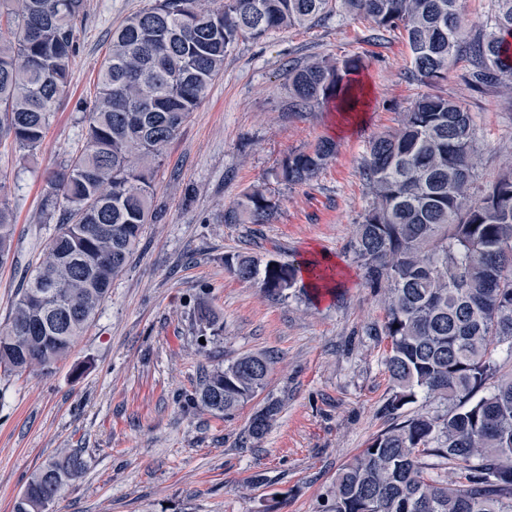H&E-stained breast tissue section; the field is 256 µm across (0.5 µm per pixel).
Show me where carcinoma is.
Returning <instances> with one entry per match:
<instances>
[{"label": "carcinoma", "mask_w": 512, "mask_h": 512, "mask_svg": "<svg viewBox=\"0 0 512 512\" xmlns=\"http://www.w3.org/2000/svg\"><path fill=\"white\" fill-rule=\"evenodd\" d=\"M87 0H0V141L39 148L65 92ZM366 18L378 31L400 30L410 51L408 78L446 80L459 56L471 80L512 74L504 36L512 35V0H492L489 30H476L458 0H148L113 31L93 100L80 103L85 144L47 180L44 220L55 233L0 328V367L49 372L66 358L126 268L153 208L154 175L166 145L224 71V57L244 40L299 28L327 16ZM356 57L288 68V110L334 102L354 112L362 90ZM471 113L438 94L420 95L399 127L368 142L362 176L372 201L351 249L370 287L382 292V324L391 424L339 470L321 512H512V170L474 196ZM320 140L288 155L278 178L311 181L335 153ZM278 203L259 185L224 209L226 224H269ZM15 224L0 196V264L12 251ZM241 281L280 295L302 269L285 259L243 252L224 256ZM196 321L216 336L205 304ZM272 358L245 353L204 373L195 392L203 409L229 415L266 383ZM493 389L479 395L486 382ZM425 391L448 404L440 414L399 420ZM278 406L252 417L245 439L268 431ZM448 465L456 480L432 475L422 457ZM85 462L66 449L34 474L14 512H54L62 490Z\"/></svg>", "instance_id": "obj_1"}]
</instances>
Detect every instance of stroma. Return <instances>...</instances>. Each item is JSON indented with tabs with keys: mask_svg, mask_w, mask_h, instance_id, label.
Segmentation results:
<instances>
[{
	"mask_svg": "<svg viewBox=\"0 0 512 512\" xmlns=\"http://www.w3.org/2000/svg\"><path fill=\"white\" fill-rule=\"evenodd\" d=\"M146 4L88 0L46 139L32 153L0 143V183L16 221L13 253L0 265V326L54 232L42 199L47 176L84 143L77 106L95 93L113 29ZM349 56L361 58L368 91L350 133L338 134L330 105L288 111L289 62ZM409 66L399 32L378 37L369 21L340 15L227 53L223 74L164 150L154 191L160 220L145 225L69 356L48 374L0 370V512H13L32 474L65 448L80 449L86 469L57 512H317L340 468L389 424L388 341L365 333L384 311L350 244L371 202L365 147L424 91ZM472 70L459 57L436 91L470 112L485 186L512 166V79L475 85ZM323 138L337 150L316 178L277 180L289 153ZM258 183L280 204L272 223H225V207ZM230 252L296 264L328 258L344 277L332 295L316 297L302 278L272 296L225 270ZM202 301L224 326L205 346L194 318ZM246 352L275 358L263 390L226 417L196 407L204 372ZM269 401L282 405L269 432L243 442Z\"/></svg>",
	"mask_w": 512,
	"mask_h": 512,
	"instance_id": "stroma-1",
	"label": "stroma"
}]
</instances>
